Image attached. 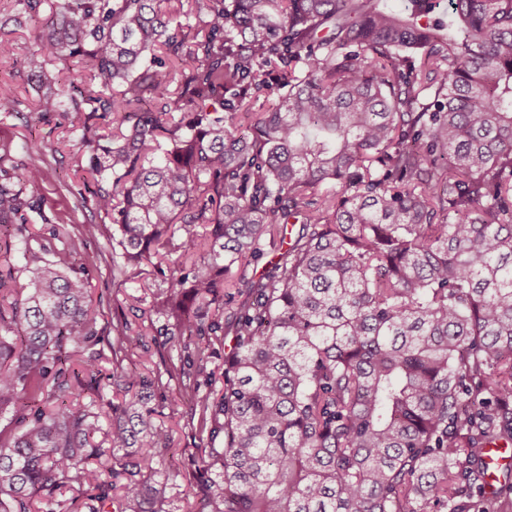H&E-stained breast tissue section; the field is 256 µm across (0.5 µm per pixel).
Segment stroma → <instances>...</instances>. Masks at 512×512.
Listing matches in <instances>:
<instances>
[{"label": "stroma", "mask_w": 512, "mask_h": 512, "mask_svg": "<svg viewBox=\"0 0 512 512\" xmlns=\"http://www.w3.org/2000/svg\"><path fill=\"white\" fill-rule=\"evenodd\" d=\"M57 0H44L38 12L26 14L14 9L10 0H0V81L13 82L21 101L18 111L0 112V169L11 170L29 163L27 143L40 145L39 164L49 176L50 183L39 211L27 216L28 232L37 234L51 249L64 247L69 238L78 236L82 225L95 224L99 230L85 247L87 257L85 275L93 299L99 300L101 314L97 327L110 329L112 307L135 305L152 311L161 294L160 289L142 287L131 279L123 286H114L112 280V225L99 214L92 203L94 183L84 182L87 156L75 148L80 138L72 129L64 113L42 116L37 110L43 87L39 72L32 71L13 76L14 58L39 54L40 35L52 14ZM58 236H51V229ZM184 356L180 346L158 347L148 343L147 350L135 357L132 368L152 380L146 394L148 407L160 411V419L173 438L172 452H161L157 459L160 475L166 476V512H188L194 504L199 488L186 480L185 475L195 470L199 461L195 447L199 443L197 419L191 414V403L180 395L181 383L165 370L166 363H180ZM180 475H173V468Z\"/></svg>", "instance_id": "1"}]
</instances>
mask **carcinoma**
<instances>
[{
  "instance_id": "cac0c4a2",
  "label": "carcinoma",
  "mask_w": 512,
  "mask_h": 512,
  "mask_svg": "<svg viewBox=\"0 0 512 512\" xmlns=\"http://www.w3.org/2000/svg\"><path fill=\"white\" fill-rule=\"evenodd\" d=\"M168 2L59 0L13 70L79 67L39 112L92 150L112 279L169 292L150 327L183 338L199 431L224 434L195 512H512L511 464L484 494L512 444V0H195L196 26ZM46 180L0 179V512H164L172 439L124 366L144 333L112 307L105 399L84 240L49 259L26 234ZM231 336H218L213 338L211 345V354L204 362L203 376H210L212 387L220 390L224 386V356L230 351L233 344Z\"/></svg>"
}]
</instances>
